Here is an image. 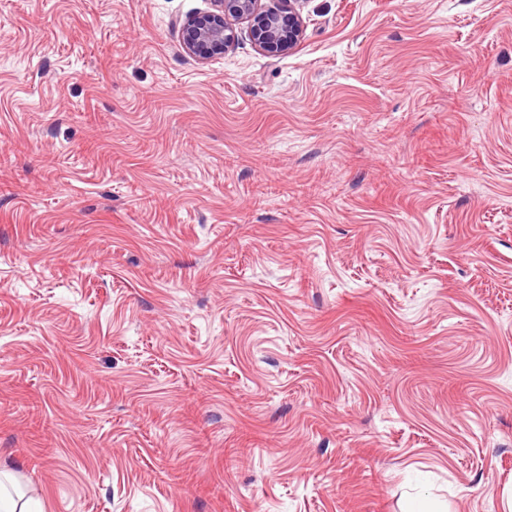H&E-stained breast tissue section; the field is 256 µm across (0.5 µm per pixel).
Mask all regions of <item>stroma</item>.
Here are the masks:
<instances>
[{
	"label": "stroma",
	"mask_w": 512,
	"mask_h": 512,
	"mask_svg": "<svg viewBox=\"0 0 512 512\" xmlns=\"http://www.w3.org/2000/svg\"><path fill=\"white\" fill-rule=\"evenodd\" d=\"M0 0V464L29 512H507L512 0ZM288 1V8L283 5ZM215 8L176 23L181 47L204 63L224 55L246 24L254 44L270 56L292 49L303 38V0H213ZM266 2V3H263Z\"/></svg>",
	"instance_id": "stroma-1"
}]
</instances>
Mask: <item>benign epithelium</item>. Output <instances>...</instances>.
<instances>
[{"mask_svg":"<svg viewBox=\"0 0 512 512\" xmlns=\"http://www.w3.org/2000/svg\"><path fill=\"white\" fill-rule=\"evenodd\" d=\"M215 8L177 23L181 47L204 63L224 55L246 25L254 44L270 56L292 49L303 38V0H213Z\"/></svg>","mask_w":512,"mask_h":512,"instance_id":"benign-epithelium-1","label":"benign epithelium"}]
</instances>
